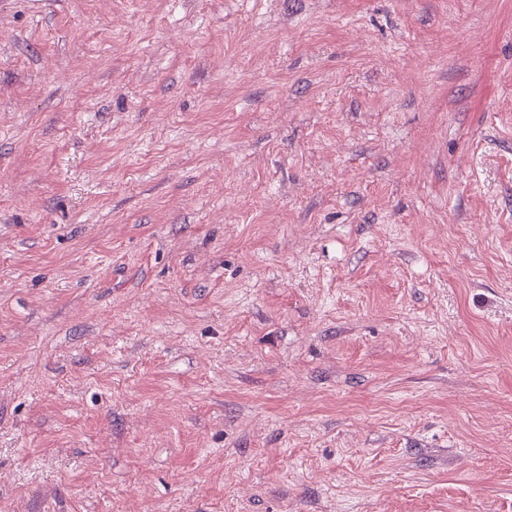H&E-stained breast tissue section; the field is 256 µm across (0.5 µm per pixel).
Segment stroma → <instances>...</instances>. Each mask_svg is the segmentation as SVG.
Instances as JSON below:
<instances>
[{"instance_id":"stroma-1","label":"stroma","mask_w":512,"mask_h":512,"mask_svg":"<svg viewBox=\"0 0 512 512\" xmlns=\"http://www.w3.org/2000/svg\"><path fill=\"white\" fill-rule=\"evenodd\" d=\"M512 512V0H0L6 512Z\"/></svg>"}]
</instances>
